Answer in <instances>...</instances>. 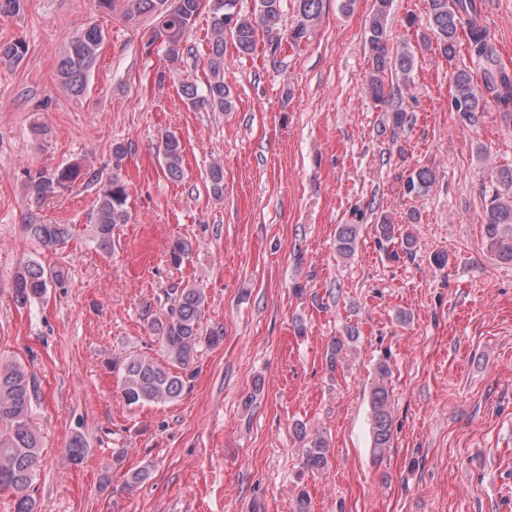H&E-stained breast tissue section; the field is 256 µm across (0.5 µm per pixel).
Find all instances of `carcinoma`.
Wrapping results in <instances>:
<instances>
[{"mask_svg":"<svg viewBox=\"0 0 512 512\" xmlns=\"http://www.w3.org/2000/svg\"><path fill=\"white\" fill-rule=\"evenodd\" d=\"M238 0H128V11L152 19V29L146 46L166 38L174 48L165 56L176 63L191 49L184 36L195 19L204 10L211 15L207 72L204 81L188 80L181 85L183 101L193 107L204 105L213 111L232 109L231 91L224 75V52L227 41H232L240 55H252L258 47L276 54L282 42L297 45L308 38L320 19L323 0H295L298 20L288 29H282V0H254L248 14L237 11ZM428 19L421 33L420 43L433 46L439 54L453 60L462 46L471 55L492 65L496 63L491 37L483 23L481 3L477 0H427ZM392 0H374V8L366 20L365 42L370 51L369 75L365 93L376 102H385L386 79L397 84L411 83L416 68L415 51L403 43L389 46L388 18ZM234 16L233 25L227 18ZM104 40L102 30L93 26L70 38L59 59L57 76L60 84L73 97L89 92L90 77L100 57ZM26 53L20 41L0 43V63L16 64ZM498 104L503 119L512 124V75L503 68L488 73L483 85H478L473 73L457 70L452 78V98L462 120L470 122L483 110L485 94ZM128 155V146L112 145V175L104 178L100 172L81 162L58 167L52 171L38 170L28 174V190L37 199L54 196L64 188L83 181L98 184L97 196L90 213L92 242L104 251L114 245V229L128 223L127 185L120 175ZM164 173L172 181L184 176L183 146L179 137L167 132L162 137ZM434 181L432 170L422 167L407 179L408 193L428 190ZM206 185L211 195L219 200L224 196V167L213 164L206 174ZM492 191L484 211V231L490 250L503 261L512 262V168L503 167L491 178ZM28 236L45 247H53L67 239V224H28ZM358 231L353 224H343L337 234V250L349 256L356 244ZM193 244L186 238L171 242V262L179 264L189 255ZM61 272L44 267L37 261L27 262L13 280L16 302L22 306L45 299L52 284L58 282ZM205 289L187 284L166 291V309L162 316L152 319L149 329L164 350L167 363L161 364L148 354L118 353L112 358V368L119 374L121 395L129 406L146 403L165 404L181 397L188 376L186 369L193 364L203 346L218 347L224 341L223 328L207 327L204 318L207 308ZM388 365L377 367V381L369 395L371 448L374 457L383 456L391 448L393 418L390 390L386 379ZM37 399L36 383L25 367L18 362L0 363V489L13 493V512H38L30 488L37 474L41 441L32 426L33 404ZM305 446L301 459L306 470L320 472L328 466L327 440L319 435L303 434ZM86 443L82 435L71 437L67 456L70 463H82Z\"/></svg>","mask_w":512,"mask_h":512,"instance_id":"carcinoma-1","label":"carcinoma"}]
</instances>
